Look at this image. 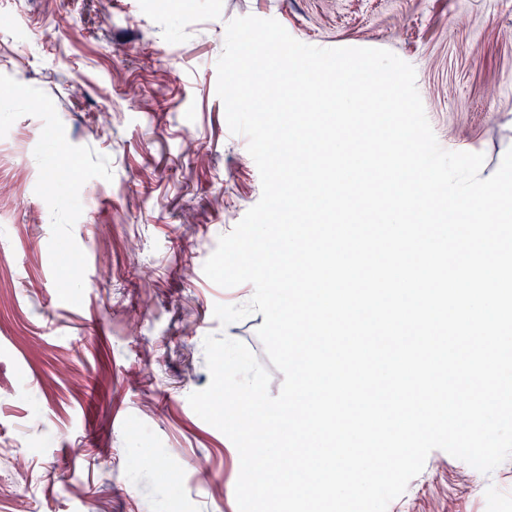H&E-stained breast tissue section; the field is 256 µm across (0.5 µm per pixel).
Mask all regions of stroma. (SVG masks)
Returning a JSON list of instances; mask_svg holds the SVG:
<instances>
[{
	"instance_id": "1",
	"label": "stroma",
	"mask_w": 512,
	"mask_h": 512,
	"mask_svg": "<svg viewBox=\"0 0 512 512\" xmlns=\"http://www.w3.org/2000/svg\"><path fill=\"white\" fill-rule=\"evenodd\" d=\"M246 15L389 50L442 148L489 169L512 148V0H0V463L30 476L0 512H238L230 441L188 397L207 335L267 359L262 314L213 313L253 286L203 272L262 193L216 91ZM387 512H512V457L433 450Z\"/></svg>"
}]
</instances>
